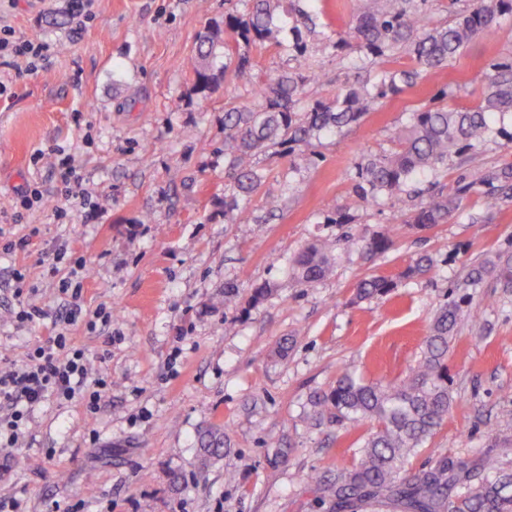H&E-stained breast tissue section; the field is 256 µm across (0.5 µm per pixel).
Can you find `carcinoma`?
Listing matches in <instances>:
<instances>
[{
  "mask_svg": "<svg viewBox=\"0 0 512 512\" xmlns=\"http://www.w3.org/2000/svg\"><path fill=\"white\" fill-rule=\"evenodd\" d=\"M224 17L208 23L199 33L190 57L193 91L206 100L219 83L235 84L255 67L254 50L266 44L275 48L284 67L264 80L244 88L250 103L224 106V223L248 224L254 220L252 198L264 177L255 157L290 156L303 146L309 150L324 134H334L361 124L368 113L406 89L416 86L431 70L445 69L471 42L495 30L500 13L512 11V0H479L472 9L451 22L430 26L422 9L426 0H370L355 25L318 31L304 8L308 0H227ZM318 37L325 47L344 54L345 69L360 70L362 80H345L337 93L325 100L308 101L305 86L322 81L319 69L304 71L301 59L310 52L301 27ZM405 54L412 68L383 65L384 58ZM297 62V66L289 62ZM447 93L437 104L411 110L408 121L393 129L395 147L366 153L357 164L356 192L364 199L395 196L416 177L448 163V158L483 143L496 117L512 112V61L494 63L486 74L481 104L450 106ZM463 194L441 191L426 201L404 222L430 229L448 222L459 209ZM360 250L374 256L388 251V234L376 232L353 239ZM337 256L322 244H314L294 261L293 273L301 284L315 283L329 274ZM435 271L434 259L422 254L405 275ZM493 276L512 283V263L491 262L469 271L472 288ZM396 287L393 279L370 275L360 279L355 297L375 298ZM458 304L451 301L434 314L429 336L416 365L392 381L366 380L344 371L326 393L310 400L308 420L343 425H370L350 465L336 470L332 481H320L317 499L325 512H512V471L495 458L479 462L444 457L410 477L402 476L410 461L443 425L454 403L448 374V348L459 324ZM224 432L212 427L202 440L201 455L210 461L223 453Z\"/></svg>",
  "mask_w": 512,
  "mask_h": 512,
  "instance_id": "carcinoma-1",
  "label": "carcinoma"
}]
</instances>
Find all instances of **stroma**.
<instances>
[{
    "label": "stroma",
    "instance_id": "1",
    "mask_svg": "<svg viewBox=\"0 0 512 512\" xmlns=\"http://www.w3.org/2000/svg\"><path fill=\"white\" fill-rule=\"evenodd\" d=\"M364 0H309L317 23L353 24ZM224 0H97L93 18L68 0H16L0 14L22 39L54 43L49 63L0 62V353L23 363L45 337L64 333L85 351L91 377H105L97 412L83 400L37 408L10 460L0 494L25 512H322L313 475L335 477L350 462L365 427L309 424L314 394L347 369L393 380L419 357L433 314L454 300L469 269L512 259V198L493 213L482 200L486 175L512 163V114L487 140L421 176L456 193L474 186L447 223L420 231L402 223L420 203L402 193L362 200L354 191L362 153L390 148V132L439 90L449 101L479 102L490 64L512 60V14L495 33L469 45L369 113L362 125L327 135L314 150L260 155L263 194L257 223L224 221V105L233 88L209 101L191 91L187 64L205 24ZM73 160L74 190L63 196L56 158ZM37 186L43 204L20 212L19 194ZM98 211H91L90 203ZM349 221L329 223L335 210ZM388 232L391 249L369 257L350 247L334 272L314 284L293 276L307 245L350 234ZM25 247L2 253L5 243ZM422 254L435 273L402 278ZM84 274L82 314L67 321L60 284L75 264ZM397 281L393 293L359 301L368 275ZM238 294L224 301L225 283ZM272 293L251 304L253 288ZM39 319L18 326L23 306ZM111 322H87L100 309ZM448 350L455 401L412 470L454 455L495 453L512 470V288L486 278ZM285 337L286 356L274 350ZM224 431L220 460L202 465L198 437Z\"/></svg>",
    "mask_w": 512,
    "mask_h": 512
}]
</instances>
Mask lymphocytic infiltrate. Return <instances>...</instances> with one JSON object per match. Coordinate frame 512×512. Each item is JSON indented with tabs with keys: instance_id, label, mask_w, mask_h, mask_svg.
Returning a JSON list of instances; mask_svg holds the SVG:
<instances>
[{
	"instance_id": "1",
	"label": "lymphocytic infiltrate",
	"mask_w": 512,
	"mask_h": 512,
	"mask_svg": "<svg viewBox=\"0 0 512 512\" xmlns=\"http://www.w3.org/2000/svg\"><path fill=\"white\" fill-rule=\"evenodd\" d=\"M54 47L46 41L16 38L14 30L0 25V59L26 58L49 62ZM96 389L89 396V408H96L106 379H90L83 350L74 347L64 334L47 337L29 354L23 364L0 357V459L10 460L28 423V414L47 398L71 401L87 382Z\"/></svg>"
}]
</instances>
